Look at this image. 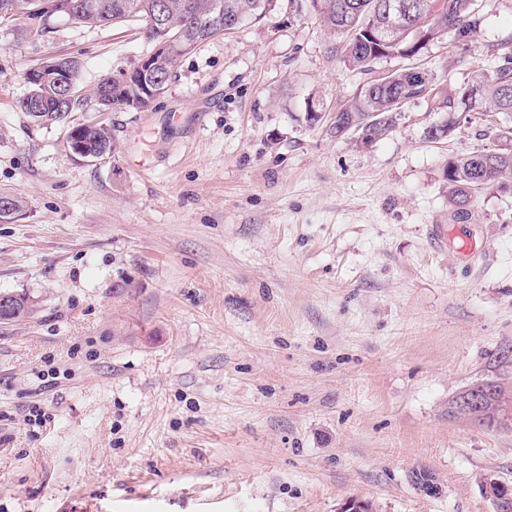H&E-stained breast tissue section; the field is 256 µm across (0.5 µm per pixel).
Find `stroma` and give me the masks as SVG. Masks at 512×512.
<instances>
[{"label":"stroma","mask_w":512,"mask_h":512,"mask_svg":"<svg viewBox=\"0 0 512 512\" xmlns=\"http://www.w3.org/2000/svg\"><path fill=\"white\" fill-rule=\"evenodd\" d=\"M483 12L414 66L453 88L491 70L512 0ZM329 45L278 0L182 57L148 110L44 125L20 107L29 69L77 58L88 94L149 46L134 23L0 25V195L25 203L0 223V292L34 302L0 323V512H497L481 480L512 486V432L448 402L512 377V190L457 223L444 178L494 120L431 142L417 100L371 146L337 139L306 104L332 111L368 76ZM96 119L114 155H72Z\"/></svg>","instance_id":"obj_1"}]
</instances>
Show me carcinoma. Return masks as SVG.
<instances>
[{"label":"carcinoma","mask_w":512,"mask_h":512,"mask_svg":"<svg viewBox=\"0 0 512 512\" xmlns=\"http://www.w3.org/2000/svg\"><path fill=\"white\" fill-rule=\"evenodd\" d=\"M278 0H0V23L22 22L28 29L42 34L49 22L67 18L90 27L111 24L122 13L139 25L145 40L151 44L165 37L173 38L168 58L152 73L151 82L165 86L179 60L199 44L221 34L224 25L241 14L251 20L269 16L270 5ZM381 0H312L320 25L335 40L333 51L343 54L348 65L368 74L382 59L420 56L429 46L449 40L467 41L476 36L484 23L479 0H435L440 13L429 22L414 17L411 27L392 31V41L382 45L369 37L376 27L387 28L389 18L376 5ZM498 64L488 73H479L472 83L452 90L436 82L426 72L398 68L382 76L372 77L355 96L337 109L336 123L329 126L338 139L355 136L364 143L382 139L398 126L401 109L407 103L424 100L430 111L442 115L438 122L441 134L450 135L467 112L489 109L505 115L493 132L492 146L470 154L448 159L444 169L448 181V204L451 217L458 223L472 218L474 196L491 184L512 187V37L492 45ZM124 73L109 75L94 89L92 99L102 111L114 107L136 108L129 97L134 88L123 83ZM81 103L67 90L51 84L40 94L25 96L21 109L40 122H61ZM69 138L90 153L101 157L115 152L111 130L104 124L71 128ZM500 390L489 396L482 409L468 413L471 422L509 432L501 408V397L508 377H497Z\"/></svg>","instance_id":"1"}]
</instances>
